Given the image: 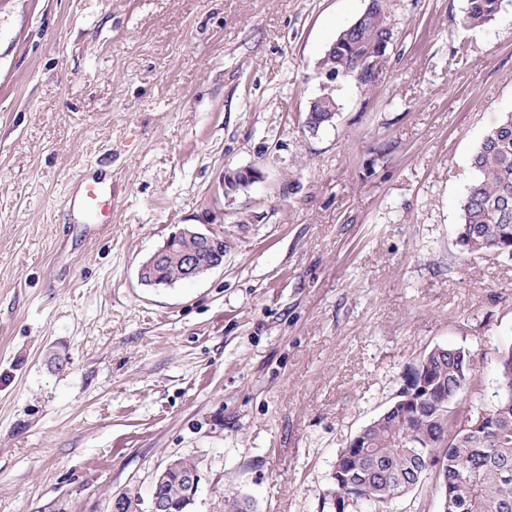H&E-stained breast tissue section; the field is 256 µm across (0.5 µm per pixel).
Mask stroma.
<instances>
[{"label": "stroma", "instance_id": "35a3bbf8", "mask_svg": "<svg viewBox=\"0 0 512 512\" xmlns=\"http://www.w3.org/2000/svg\"><path fill=\"white\" fill-rule=\"evenodd\" d=\"M376 83L319 62L368 0H0V512L148 505L193 458L191 512H322L336 457L425 350H469L497 400L512 259L456 243L470 156L512 111V0H385ZM262 176L224 193V173ZM112 221L65 220L87 171ZM251 220L240 223V214ZM224 263L164 288L180 228ZM503 0H467L464 23L477 27L491 22L499 13ZM327 94L328 96L323 100H318L312 102L308 112L306 113L305 117V126L307 129L313 133L318 132L320 129L330 125L335 116L336 113L339 111V103L336 99V97L333 94V90L329 91V88L324 89V93L321 95ZM329 103L334 104L336 106V110L330 112L329 109H326V107L329 105Z\"/></svg>", "mask_w": 512, "mask_h": 512}]
</instances>
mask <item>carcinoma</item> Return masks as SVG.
Here are the masks:
<instances>
[{
  "label": "carcinoma",
  "instance_id": "carcinoma-1",
  "mask_svg": "<svg viewBox=\"0 0 512 512\" xmlns=\"http://www.w3.org/2000/svg\"><path fill=\"white\" fill-rule=\"evenodd\" d=\"M503 0H467L464 23L491 22ZM381 0H372L336 37V52L324 54L320 67L329 78L356 80L367 54L392 37ZM311 103L305 126L313 133L330 125L338 104L333 92ZM471 181L459 203L456 240L462 253L512 256V113H503L487 129L470 158ZM190 234L171 237L155 268L144 267V282L172 285L184 279L182 255L202 250L211 261L224 260V237ZM500 393L486 410L460 407L474 384L470 353L442 346L424 351L406 374L396 399L412 397L403 413L378 414L365 426L363 442H348L336 457L333 479L340 512L366 505L367 512H387L397 494L411 492L433 470L446 512H512V347L497 362ZM482 418L472 435L468 420ZM224 512H255L253 499L239 492L224 494Z\"/></svg>",
  "mask_w": 512,
  "mask_h": 512
}]
</instances>
